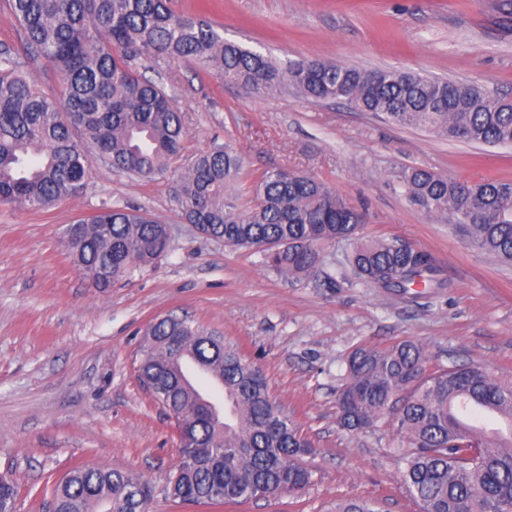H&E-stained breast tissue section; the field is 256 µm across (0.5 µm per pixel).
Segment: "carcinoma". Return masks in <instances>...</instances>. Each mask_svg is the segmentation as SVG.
Wrapping results in <instances>:
<instances>
[{
    "label": "carcinoma",
    "instance_id": "cac0c4a2",
    "mask_svg": "<svg viewBox=\"0 0 512 512\" xmlns=\"http://www.w3.org/2000/svg\"><path fill=\"white\" fill-rule=\"evenodd\" d=\"M24 56L53 66L64 95H47L0 50V203L41 210L79 196L92 176L90 151L112 170L152 180L165 174L186 137L184 118L158 83L136 65L142 57L191 59L256 95L288 88L315 100H339L396 126L438 137L512 146V100L470 85L391 68L327 60L278 63L211 23L183 15L172 0H8ZM81 132L84 140L75 138ZM243 160L224 147L200 152L180 174L174 199L182 219L229 247L261 248L281 275L311 274L325 245L356 240L362 213L304 174L264 172L251 197L234 193ZM411 202L448 218L474 247L512 264V181L450 180L418 167L399 174ZM65 230L70 255L92 287L112 284L167 251L165 226L145 212L108 208ZM368 288L420 303L451 284L433 256L399 239L355 245L346 256ZM139 380L175 418L193 424L189 446L170 480L183 502L238 504L272 490L294 493L310 475L302 457L311 442L273 400L262 373L212 331L168 316L151 324ZM216 376L231 416L189 382L182 363ZM342 427L361 430L395 418L416 452L402 474L421 512H505L512 506V434L490 441L473 415L512 424V386L478 365L429 370L425 347L410 340L363 346L347 359L336 398ZM149 484L128 472L79 467L52 489L55 512H149ZM334 512H382L350 499Z\"/></svg>",
    "mask_w": 512,
    "mask_h": 512
}]
</instances>
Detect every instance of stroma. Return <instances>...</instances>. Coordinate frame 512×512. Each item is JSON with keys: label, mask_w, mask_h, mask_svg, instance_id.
I'll return each mask as SVG.
<instances>
[{"label": "stroma", "mask_w": 512, "mask_h": 512, "mask_svg": "<svg viewBox=\"0 0 512 512\" xmlns=\"http://www.w3.org/2000/svg\"><path fill=\"white\" fill-rule=\"evenodd\" d=\"M226 40L280 62L335 60L400 68L512 99V0H174ZM185 117L181 161L147 181L94 161L76 198L34 211L0 204V476L17 512H48L46 483L82 465L150 483L149 512H328L365 498L383 512H419L402 473L412 450L391 416L343 429L336 391L348 355L401 340L431 365L476 364L512 383V266L426 214L400 185L402 168L451 179L512 181V147L445 140L389 124L336 100L288 90L259 96L194 61L145 58ZM230 146L249 198L271 170L310 175L365 211L361 239L397 238L434 255L449 290L408 306L352 279L345 244L323 247L316 273L287 279L258 249L224 246L184 223L173 186L184 159ZM138 209L170 229L168 250L107 291L91 288L62 240L67 224L104 208ZM187 318L223 336L265 375L272 398L314 445L298 494L235 505L178 504L166 487L179 462L175 421L141 386L145 332Z\"/></svg>", "instance_id": "stroma-1"}]
</instances>
